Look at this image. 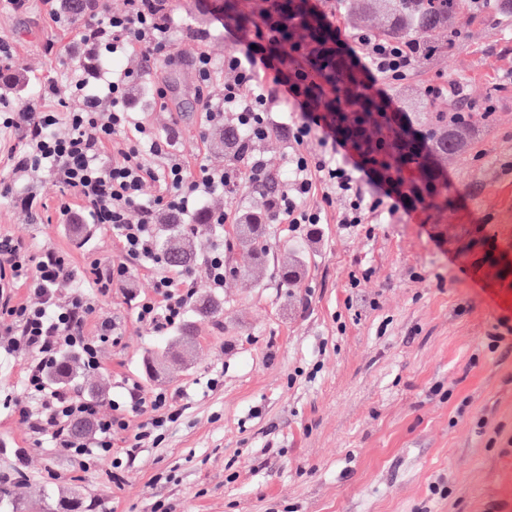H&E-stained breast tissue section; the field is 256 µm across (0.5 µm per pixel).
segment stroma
<instances>
[{"instance_id": "1", "label": "stroma", "mask_w": 512, "mask_h": 512, "mask_svg": "<svg viewBox=\"0 0 512 512\" xmlns=\"http://www.w3.org/2000/svg\"><path fill=\"white\" fill-rule=\"evenodd\" d=\"M498 0L460 13L457 39L428 54L401 85L388 87L414 129L428 112L471 114L469 144L440 167L444 203L422 202L375 224L347 229L334 198L323 224L291 231L266 226L261 265L234 232L239 216L268 200L246 188L232 198L208 196L202 208L227 210L194 241L198 254L224 250V286L202 274L196 293H214L223 310L186 312L197 338L193 357L155 374L147 358L176 338L141 325L136 300L153 293V270L133 265L129 285L114 284L103 312L118 323L102 369L72 387L104 389L111 412L120 381L172 394L183 414L162 442L127 464L120 480L101 460L80 470L48 440L34 441L20 421L27 362L0 354V512L13 499L25 512H60L79 499L83 512H512V14ZM213 0H172L173 55L164 64L133 54L114 61L131 72L130 104L173 148L190 172L200 164L234 165L208 125L201 97L219 99L224 81L199 87L193 60L207 51L216 67L240 49L216 21ZM80 26L55 19L45 0L11 10L0 0V43L9 49L0 94L24 98L26 80L51 83L55 101L72 102L62 73L83 50ZM458 92L428 98L430 84ZM165 87L166 105L155 86ZM282 106L272 134L257 149L268 172L284 178L294 144ZM36 206L0 201V237L39 250L66 252L77 274L92 261H118L111 227L63 223L62 205H77L49 177L38 179ZM299 262L303 275L284 286L281 270ZM221 376L208 390L206 382Z\"/></svg>"}]
</instances>
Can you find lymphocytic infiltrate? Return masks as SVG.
<instances>
[{"instance_id":"lymphocytic-infiltrate-1","label":"lymphocytic infiltrate","mask_w":512,"mask_h":512,"mask_svg":"<svg viewBox=\"0 0 512 512\" xmlns=\"http://www.w3.org/2000/svg\"><path fill=\"white\" fill-rule=\"evenodd\" d=\"M168 0H128L120 13L101 10L82 26L78 41L84 61L69 71L78 108L50 107L54 87L44 84L29 98L10 101L0 96V129L23 131L25 147L11 156L14 184L23 186L25 205H33V186L48 175L80 200L79 211L63 206L71 224L111 226L124 262H95L88 270L87 288L61 293L60 283L73 275L68 254L53 246L31 252L22 242L0 239V351L29 358L20 410L22 424L33 434L48 437L52 447L71 463L111 457L113 470L136 458L141 448L160 443L166 430L181 416L166 391L145 393L138 382H124L111 415H103L98 401L71 393L65 385L51 383L48 373L62 355L75 353L90 373L102 365V346L117 340L118 324L99 307L100 296L112 284L129 277L130 261L157 267L153 297L141 298L137 319L156 332L180 323L195 295L187 278L175 277L160 267L154 224L157 213L174 218L194 210L199 199L216 191L255 185L266 175V162L256 146L270 131L272 100L258 82V72L268 73L282 92L281 101L300 112L289 134L296 150L274 204L276 215L292 229L326 221V208L343 197L337 221L346 228L371 224L399 210H414L420 196L381 161L371 146L367 128L359 122H341L323 104V87L309 60L312 44L290 39L281 21L270 17L246 37L243 50L224 57L221 99L202 98L201 107L211 123L231 122L238 134L237 151L246 168L216 170L200 165L190 173L172 152L169 139L156 136L127 103L125 76L110 74V60L129 54L163 63L172 56ZM300 13L315 20L335 40V65L352 77L351 97L363 103H380L383 111L395 106L386 89L403 84L412 74L419 41L403 43L362 31L347 32L325 13L299 0ZM66 135H57L59 125ZM157 183L160 192L143 203L142 188ZM320 204H310L311 196ZM28 286L26 300H16L17 283ZM95 336H87V325ZM123 436V457L112 454L115 436Z\"/></svg>"}]
</instances>
